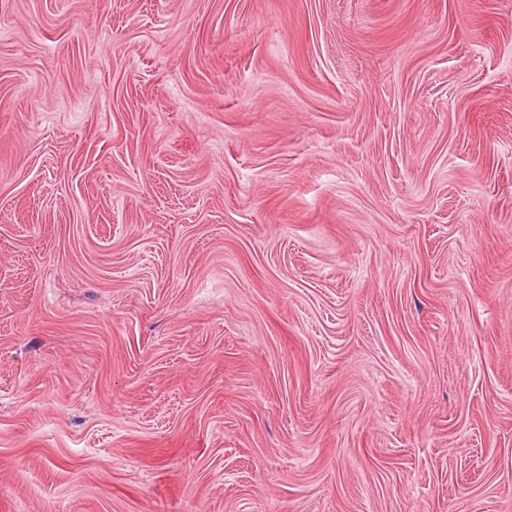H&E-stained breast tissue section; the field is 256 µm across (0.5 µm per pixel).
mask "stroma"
<instances>
[{
	"label": "stroma",
	"instance_id": "1",
	"mask_svg": "<svg viewBox=\"0 0 512 512\" xmlns=\"http://www.w3.org/2000/svg\"><path fill=\"white\" fill-rule=\"evenodd\" d=\"M0 512H512V0H0Z\"/></svg>",
	"mask_w": 512,
	"mask_h": 512
}]
</instances>
